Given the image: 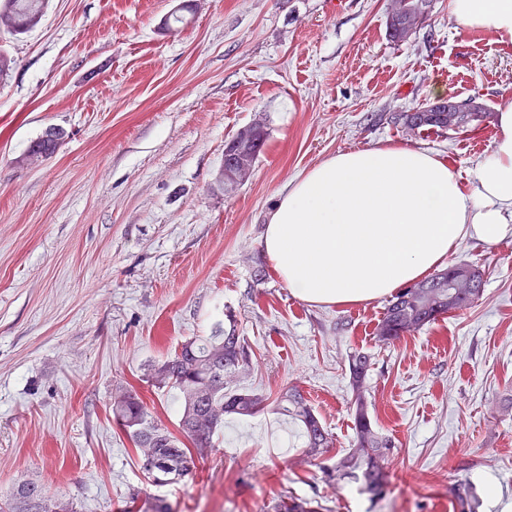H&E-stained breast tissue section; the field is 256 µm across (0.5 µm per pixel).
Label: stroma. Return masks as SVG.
I'll return each mask as SVG.
<instances>
[{"mask_svg":"<svg viewBox=\"0 0 512 512\" xmlns=\"http://www.w3.org/2000/svg\"><path fill=\"white\" fill-rule=\"evenodd\" d=\"M49 0L41 24L0 48V497L37 483L76 512H131L140 490L173 512H266L289 496L326 512H453L451 487L487 483L512 503V238L466 241L453 259L478 267L482 296L385 345V300L351 306L297 298L262 239L278 190L340 152L428 150L469 187L497 131L383 123L442 98L512 99V41L456 29L449 0L402 42L392 0ZM264 122L251 178L225 195V141ZM58 152L24 166L46 129ZM235 321L251 348L237 387L270 397L297 387L333 444L304 457L294 423L268 410L227 417L192 475L147 484L112 418L134 386L152 419L178 429L174 390L148 365ZM372 357L366 396L396 444L386 494L326 483L354 434L347 357Z\"/></svg>","mask_w":512,"mask_h":512,"instance_id":"1","label":"stroma"}]
</instances>
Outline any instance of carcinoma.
<instances>
[{"label": "carcinoma", "mask_w": 512, "mask_h": 512, "mask_svg": "<svg viewBox=\"0 0 512 512\" xmlns=\"http://www.w3.org/2000/svg\"><path fill=\"white\" fill-rule=\"evenodd\" d=\"M432 0H399L396 10L404 18H427ZM46 0H0V30L19 35L36 28L42 21ZM489 116L479 102L453 113L448 121L446 112H394L387 120L408 131L438 128L454 131ZM267 129L254 123L225 142V145H245L250 153L258 155L266 145ZM57 152V143L51 131H46L32 143L28 153L50 158ZM475 290L470 296L448 297L449 270H443L416 287L431 295L426 306L417 303L411 289L399 292L384 309L376 332L386 335L378 341L390 344L402 337L405 319L413 315L421 329L439 317L472 305L482 294V272L468 267ZM250 350L246 339L239 335L235 323L217 328L213 335L186 340L163 362L151 366L146 381L159 388L177 391L180 402L178 433L154 423L142 397L133 388L124 387L113 399V418L133 442L139 453L140 468L155 486H164L186 476L216 447V438L224 427V416L254 417L268 407L289 417L301 428L302 454L314 457L332 444L330 434L315 408L296 387L283 391L274 401L262 394L231 386L230 377L249 364ZM372 369L369 355L355 351L349 355L348 370L352 390L351 416L354 431L352 448L336 457L331 467L322 468L326 481L337 478L352 479L361 485V491L375 499L385 494L389 483L387 462L395 445L391 439L375 429L365 392V381ZM453 499L457 512H478L480 501L473 487L456 482ZM0 512H74L68 502L54 500L44 488L34 483L16 487L7 501L0 504Z\"/></svg>", "instance_id": "obj_1"}]
</instances>
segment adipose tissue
I'll return each mask as SVG.
<instances>
[{"label":"adipose tissue","mask_w":512,"mask_h":512,"mask_svg":"<svg viewBox=\"0 0 512 512\" xmlns=\"http://www.w3.org/2000/svg\"><path fill=\"white\" fill-rule=\"evenodd\" d=\"M458 29L512 39V0H450ZM472 186L439 156L373 147L330 156L278 193L263 239L278 277L301 300L350 306L390 296L447 264L464 241L512 237V101Z\"/></svg>","instance_id":"obj_1"}]
</instances>
